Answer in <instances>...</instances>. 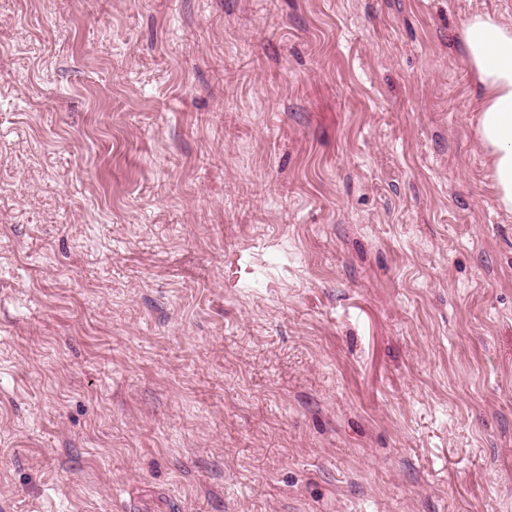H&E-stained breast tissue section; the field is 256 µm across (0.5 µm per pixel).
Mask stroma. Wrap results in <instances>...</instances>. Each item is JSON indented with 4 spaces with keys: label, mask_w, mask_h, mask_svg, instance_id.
Wrapping results in <instances>:
<instances>
[{
    "label": "stroma",
    "mask_w": 512,
    "mask_h": 512,
    "mask_svg": "<svg viewBox=\"0 0 512 512\" xmlns=\"http://www.w3.org/2000/svg\"><path fill=\"white\" fill-rule=\"evenodd\" d=\"M479 12L0 0V512H512Z\"/></svg>",
    "instance_id": "stroma-1"
}]
</instances>
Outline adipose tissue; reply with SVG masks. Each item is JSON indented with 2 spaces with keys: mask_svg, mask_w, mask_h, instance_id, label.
<instances>
[{
  "mask_svg": "<svg viewBox=\"0 0 512 512\" xmlns=\"http://www.w3.org/2000/svg\"><path fill=\"white\" fill-rule=\"evenodd\" d=\"M463 57L480 92L473 130L484 150L499 207L512 212V24L492 13L466 18Z\"/></svg>",
  "mask_w": 512,
  "mask_h": 512,
  "instance_id": "1",
  "label": "adipose tissue"
}]
</instances>
